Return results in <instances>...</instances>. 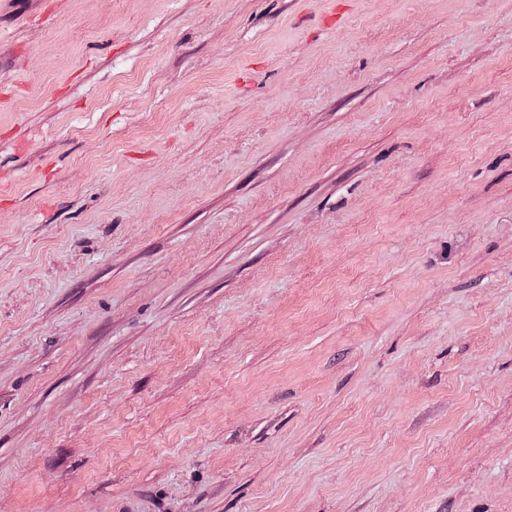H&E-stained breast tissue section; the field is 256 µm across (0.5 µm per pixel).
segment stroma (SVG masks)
<instances>
[{
  "instance_id": "35a3bbf8",
  "label": "stroma",
  "mask_w": 512,
  "mask_h": 512,
  "mask_svg": "<svg viewBox=\"0 0 512 512\" xmlns=\"http://www.w3.org/2000/svg\"><path fill=\"white\" fill-rule=\"evenodd\" d=\"M0 512H512V0L0 6Z\"/></svg>"
}]
</instances>
